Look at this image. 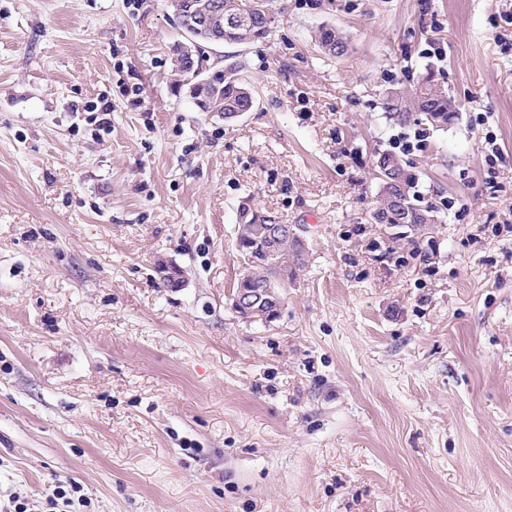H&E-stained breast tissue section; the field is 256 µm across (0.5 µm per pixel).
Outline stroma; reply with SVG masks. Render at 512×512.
<instances>
[{"label": "stroma", "instance_id": "obj_1", "mask_svg": "<svg viewBox=\"0 0 512 512\" xmlns=\"http://www.w3.org/2000/svg\"><path fill=\"white\" fill-rule=\"evenodd\" d=\"M270 6L210 52L254 91L227 121L171 76V0H0V512H512V0ZM428 75L459 115L406 156L416 247L368 214L415 131L381 96ZM245 203L307 240L267 322ZM316 42H318V46L323 52L330 56H341L348 49V44L343 36L333 28H319L316 34ZM258 222H260L258 215L250 212V208L243 207L239 210L238 251L241 253L244 262L248 256L250 262L260 261L261 264L253 267L256 270L255 277L250 280L249 286L244 284L245 288H256L259 283L267 281V278L273 274L268 266L276 259L273 255H269L266 252L263 244L259 243L254 236V224H258ZM277 279H279L281 284L287 282L286 278L281 280V276H278L268 278V281L260 287L264 288L262 293L258 290L250 292L239 291L235 296V304L239 312L248 318L261 321H268L275 317L284 302V298L278 290L280 287L276 281ZM264 293H267V298H262ZM264 301H268V304H265L266 302ZM259 302L260 304L258 305ZM274 302L275 306L269 308V305ZM266 306H268V309L265 308Z\"/></svg>", "mask_w": 512, "mask_h": 512}]
</instances>
